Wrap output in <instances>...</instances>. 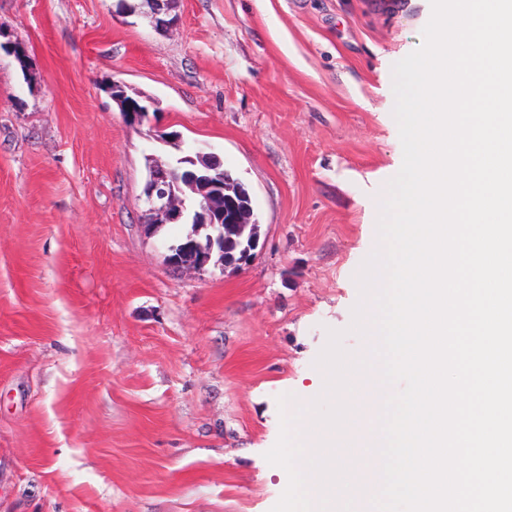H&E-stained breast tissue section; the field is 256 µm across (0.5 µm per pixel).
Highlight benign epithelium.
Here are the masks:
<instances>
[{"instance_id": "obj_1", "label": "benign epithelium", "mask_w": 512, "mask_h": 512, "mask_svg": "<svg viewBox=\"0 0 512 512\" xmlns=\"http://www.w3.org/2000/svg\"><path fill=\"white\" fill-rule=\"evenodd\" d=\"M149 13L153 17L155 25L159 28H168L174 18L170 17L169 4L171 0H146ZM195 155L203 163L208 171L206 175H199L193 170L180 174L174 165H155L150 168V173L145 184L144 195L146 210L144 213L143 227L147 232L154 228L153 217L163 215L169 223H178L186 209V198L180 190L178 183L183 180L189 186L200 182L207 185L212 194L205 198L199 208V223L202 228L208 230V245H200L186 248L182 251H174V247L167 249L166 263L175 270L202 271L210 264L213 256H218L217 262L224 265V269H236V266L247 262L252 258V251L257 247L258 238L251 239L249 247L245 248L239 259L230 264L224 263V243L231 234L238 236L246 233L251 224L248 222V209L239 206L233 198H224V172L221 168L224 164L219 155L207 152L202 148L195 151ZM200 228V229H202ZM200 229H195L189 237H195Z\"/></svg>"}]
</instances>
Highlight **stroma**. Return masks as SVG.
Returning a JSON list of instances; mask_svg holds the SVG:
<instances>
[{
    "label": "stroma",
    "mask_w": 512,
    "mask_h": 512,
    "mask_svg": "<svg viewBox=\"0 0 512 512\" xmlns=\"http://www.w3.org/2000/svg\"><path fill=\"white\" fill-rule=\"evenodd\" d=\"M0 0V512H271L277 398L318 395L401 162L392 66L430 0ZM119 82L155 111L125 121ZM218 154L261 225L228 273L143 229L146 160Z\"/></svg>",
    "instance_id": "obj_1"
}]
</instances>
